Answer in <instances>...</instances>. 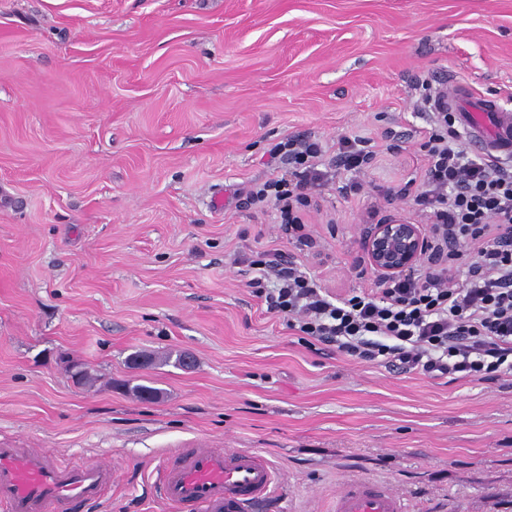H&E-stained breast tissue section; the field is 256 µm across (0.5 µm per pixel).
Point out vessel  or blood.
Returning <instances> with one entry per match:
<instances>
[{
  "label": "vessel or blood",
  "instance_id": "obj_1",
  "mask_svg": "<svg viewBox=\"0 0 512 512\" xmlns=\"http://www.w3.org/2000/svg\"><path fill=\"white\" fill-rule=\"evenodd\" d=\"M442 106L458 112L470 142L495 161L512 160V113L462 83H451ZM110 465H62L37 450L0 446V505L7 512H73L111 485ZM274 483L258 452L183 449L158 477L162 499L175 512H247L267 501ZM334 512H405L387 488L359 482L339 494Z\"/></svg>",
  "mask_w": 512,
  "mask_h": 512
}]
</instances>
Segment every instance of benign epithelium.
Here are the masks:
<instances>
[{
  "label": "benign epithelium",
  "mask_w": 512,
  "mask_h": 512,
  "mask_svg": "<svg viewBox=\"0 0 512 512\" xmlns=\"http://www.w3.org/2000/svg\"><path fill=\"white\" fill-rule=\"evenodd\" d=\"M430 232L425 225L389 216L363 236L367 265L380 277H395L417 268L427 255Z\"/></svg>",
  "instance_id": "7a95c632"
}]
</instances>
